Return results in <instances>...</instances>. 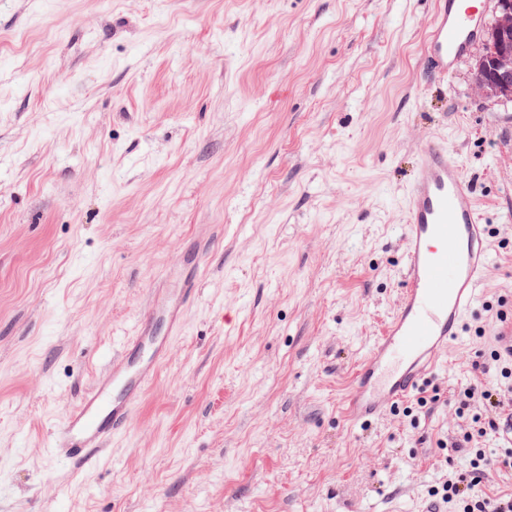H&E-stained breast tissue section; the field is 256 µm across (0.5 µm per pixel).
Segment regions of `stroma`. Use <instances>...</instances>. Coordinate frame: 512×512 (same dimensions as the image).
I'll use <instances>...</instances> for the list:
<instances>
[{"mask_svg": "<svg viewBox=\"0 0 512 512\" xmlns=\"http://www.w3.org/2000/svg\"><path fill=\"white\" fill-rule=\"evenodd\" d=\"M434 0H0V512H426L512 317V102ZM441 137L491 263L429 401L349 424L396 309L416 147ZM200 283L129 434L44 443L152 295ZM478 0H435L425 43L426 70L431 78L448 81L456 61L480 32Z\"/></svg>", "mask_w": 512, "mask_h": 512, "instance_id": "1", "label": "stroma"}]
</instances>
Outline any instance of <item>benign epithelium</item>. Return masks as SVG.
<instances>
[{
  "instance_id": "1",
  "label": "benign epithelium",
  "mask_w": 512,
  "mask_h": 512,
  "mask_svg": "<svg viewBox=\"0 0 512 512\" xmlns=\"http://www.w3.org/2000/svg\"><path fill=\"white\" fill-rule=\"evenodd\" d=\"M495 4L496 15L473 70V87L482 96L511 101L512 0H495Z\"/></svg>"
}]
</instances>
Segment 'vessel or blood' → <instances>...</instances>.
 Returning a JSON list of instances; mask_svg holds the SVG:
<instances>
[{"label":"vessel or blood","mask_w":512,"mask_h":512,"mask_svg":"<svg viewBox=\"0 0 512 512\" xmlns=\"http://www.w3.org/2000/svg\"><path fill=\"white\" fill-rule=\"evenodd\" d=\"M478 0H435L425 43L431 78L449 80L456 61L480 32ZM473 187L439 139L423 140L407 186L406 286L382 335L353 379L347 416L366 423L397 406L423 384L436 349L459 340L478 300L489 265L487 229L472 203ZM194 288L173 303L153 301L120 356L97 376L79 403L52 427L45 441L52 456L88 464L112 439L128 432L133 413L164 363L169 344L154 334L157 319L177 336L182 308Z\"/></svg>","instance_id":"1"}]
</instances>
